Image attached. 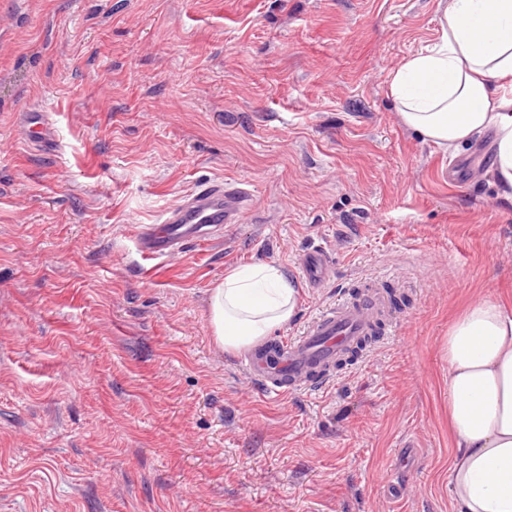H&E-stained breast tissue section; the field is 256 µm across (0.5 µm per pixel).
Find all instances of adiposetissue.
Instances as JSON below:
<instances>
[{
	"label": "adipose tissue",
	"mask_w": 512,
	"mask_h": 512,
	"mask_svg": "<svg viewBox=\"0 0 512 512\" xmlns=\"http://www.w3.org/2000/svg\"><path fill=\"white\" fill-rule=\"evenodd\" d=\"M438 36L388 78L403 125L442 151L491 135L512 198V0H447ZM298 282L276 265L228 270L210 295L215 343L252 348L288 325ZM448 468L454 512H512V313L480 298L448 329Z\"/></svg>",
	"instance_id": "obj_1"
}]
</instances>
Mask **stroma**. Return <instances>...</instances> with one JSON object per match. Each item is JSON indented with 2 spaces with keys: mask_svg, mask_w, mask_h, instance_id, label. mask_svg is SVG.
<instances>
[{
  "mask_svg": "<svg viewBox=\"0 0 512 512\" xmlns=\"http://www.w3.org/2000/svg\"><path fill=\"white\" fill-rule=\"evenodd\" d=\"M440 7L0 0V512H453L443 346L470 302L512 310V199L489 141L444 153L388 95ZM204 179L251 209L142 260L133 228ZM320 246L333 272L273 340L369 288L395 331L271 399L213 342L210 290ZM24 134L28 139H38L40 147L55 146L52 128L41 112H23Z\"/></svg>",
  "mask_w": 512,
  "mask_h": 512,
  "instance_id": "stroma-1",
  "label": "stroma"
}]
</instances>
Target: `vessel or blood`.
<instances>
[{
  "instance_id": "vessel-or-blood-1",
  "label": "vessel or blood",
  "mask_w": 512,
  "mask_h": 512,
  "mask_svg": "<svg viewBox=\"0 0 512 512\" xmlns=\"http://www.w3.org/2000/svg\"><path fill=\"white\" fill-rule=\"evenodd\" d=\"M24 134L41 147L54 146V134L39 112L23 115ZM251 191L242 183L207 180L168 208L158 223L138 226L133 239L145 260L171 255L191 242L219 240L223 225L236 223L249 211ZM332 261L324 251L310 252L301 271L309 287L327 276ZM387 302L376 290L354 300H342L321 311L303 333L287 345H262L244 358L247 375L266 396L280 397L306 388L321 387L334 376L336 364L362 349L379 333V318Z\"/></svg>"
}]
</instances>
